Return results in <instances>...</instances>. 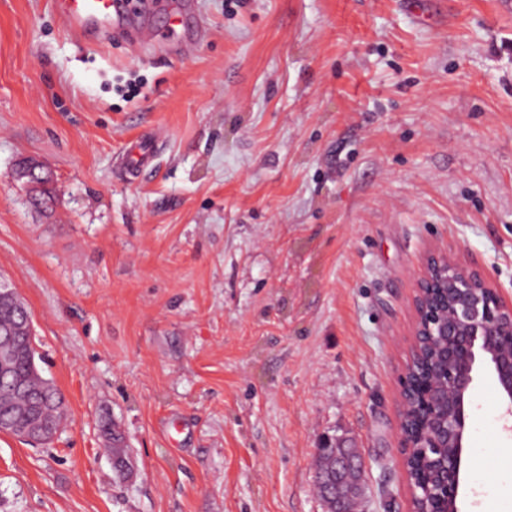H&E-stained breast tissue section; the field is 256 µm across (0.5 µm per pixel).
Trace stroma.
Returning <instances> with one entry per match:
<instances>
[{
    "mask_svg": "<svg viewBox=\"0 0 512 512\" xmlns=\"http://www.w3.org/2000/svg\"><path fill=\"white\" fill-rule=\"evenodd\" d=\"M54 2L0 0V281L66 418L46 445L0 433V512H325L326 436L365 461L359 512H409L414 274L446 251L512 301V10L192 0L196 27L156 13L145 48ZM461 510L512 512L483 363ZM39 181V187H34V183H31L32 188L29 191L31 194V204L38 208V209H44L45 211L50 208L51 204L53 203V189L51 187L52 185V174L47 169L44 168L41 171L40 179Z\"/></svg>",
    "mask_w": 512,
    "mask_h": 512,
    "instance_id": "35a3bbf8",
    "label": "stroma"
}]
</instances>
